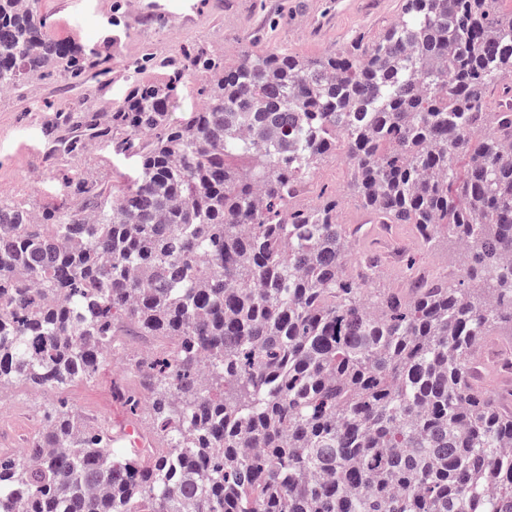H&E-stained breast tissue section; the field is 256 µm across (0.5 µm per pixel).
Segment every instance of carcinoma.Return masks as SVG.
Instances as JSON below:
<instances>
[{
	"instance_id": "carcinoma-1",
	"label": "carcinoma",
	"mask_w": 512,
	"mask_h": 512,
	"mask_svg": "<svg viewBox=\"0 0 512 512\" xmlns=\"http://www.w3.org/2000/svg\"><path fill=\"white\" fill-rule=\"evenodd\" d=\"M502 2L403 0L313 59L185 52L112 112L133 180L79 174L39 212L0 198V389L92 382L120 336L161 346L139 363L152 447L114 461L110 427L60 401L0 453V512H512V415L468 374L512 330ZM105 62L41 0H0V88ZM191 75L203 102L172 124ZM338 146L364 210L458 240L459 279L366 288L337 198L299 203Z\"/></svg>"
}]
</instances>
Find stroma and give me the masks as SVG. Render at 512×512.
Returning a JSON list of instances; mask_svg holds the SVG:
<instances>
[{
    "instance_id": "35a3bbf8",
    "label": "stroma",
    "mask_w": 512,
    "mask_h": 512,
    "mask_svg": "<svg viewBox=\"0 0 512 512\" xmlns=\"http://www.w3.org/2000/svg\"><path fill=\"white\" fill-rule=\"evenodd\" d=\"M195 22L184 27L156 17L139 0H42L51 32L88 48L110 47L105 74L72 79L56 71L22 80L0 96V197L21 195L32 209L56 205L63 178L79 172L93 173L98 183L121 185L136 172L134 159L115 154L108 137L90 138L88 123L107 128L112 113L122 105L136 74L133 59L153 55L156 64L146 71L162 79L159 61L182 51L205 47L223 53L231 63L243 52L282 49L303 57H318L343 49L361 38L370 39L385 30L401 11L402 0H363V12L330 17L327 27L311 31L308 12H323L326 0H199ZM77 103L86 118L79 126L57 128L58 137L75 145L71 151H55L45 134L63 102ZM352 170L343 153L324 157L306 184L302 196L313 204L326 195L337 196L340 220L353 229V257H381V285L402 286L407 265L420 270L460 271L463 257L453 238L440 237L434 244L420 243L410 225L388 228L357 224L363 211L350 184ZM147 340L125 337L115 351L125 370L114 377L104 369L90 384L78 383L55 394L36 392L16 384L0 391V451L21 454L26 438L38 427L45 406L64 399L87 420L101 421L126 407L112 398L113 380L134 382L136 363Z\"/></svg>"
}]
</instances>
